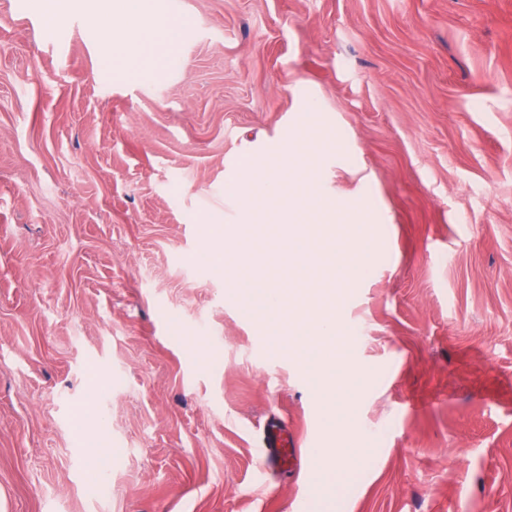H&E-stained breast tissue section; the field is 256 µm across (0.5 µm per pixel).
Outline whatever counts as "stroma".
<instances>
[{"mask_svg": "<svg viewBox=\"0 0 512 512\" xmlns=\"http://www.w3.org/2000/svg\"><path fill=\"white\" fill-rule=\"evenodd\" d=\"M56 2L0 0V507L512 512V0H181L174 67L136 77L91 0ZM307 133L309 206L373 227L354 440L216 262L253 251L226 183L289 176ZM271 419L360 449L338 495L254 486Z\"/></svg>", "mask_w": 512, "mask_h": 512, "instance_id": "35a3bbf8", "label": "stroma"}]
</instances>
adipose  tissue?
I'll return each instance as SVG.
<instances>
[{"instance_id":"adipose-tissue-1","label":"adipose tissue","mask_w":512,"mask_h":512,"mask_svg":"<svg viewBox=\"0 0 512 512\" xmlns=\"http://www.w3.org/2000/svg\"><path fill=\"white\" fill-rule=\"evenodd\" d=\"M98 12L116 19L108 37L107 56L114 68L136 71H164L175 62V47L193 27L188 17L172 18L162 14L156 0H98ZM229 194L244 195L251 202L280 200L294 195L295 182L280 176L254 174L232 179ZM319 480L330 487H341L350 477L358 454L354 448H319Z\"/></svg>"}]
</instances>
